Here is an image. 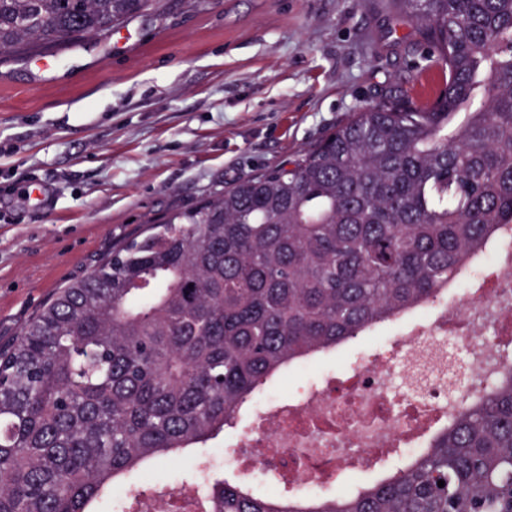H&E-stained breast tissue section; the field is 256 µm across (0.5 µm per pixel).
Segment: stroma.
<instances>
[{
    "instance_id": "35a3bbf8",
    "label": "stroma",
    "mask_w": 512,
    "mask_h": 512,
    "mask_svg": "<svg viewBox=\"0 0 512 512\" xmlns=\"http://www.w3.org/2000/svg\"><path fill=\"white\" fill-rule=\"evenodd\" d=\"M52 73L0 61V349L149 221L285 164L372 99L417 28L387 0H171ZM44 187L41 201L26 198ZM398 454L319 495L377 483Z\"/></svg>"
}]
</instances>
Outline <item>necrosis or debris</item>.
<instances>
[{
    "instance_id": "4bbe7bcc",
    "label": "necrosis or debris",
    "mask_w": 512,
    "mask_h": 512,
    "mask_svg": "<svg viewBox=\"0 0 512 512\" xmlns=\"http://www.w3.org/2000/svg\"><path fill=\"white\" fill-rule=\"evenodd\" d=\"M395 325L387 339L371 330V353L342 380L326 375L257 406L240 438L252 464L276 460L283 479L314 487L356 459L417 448L433 417L447 413L449 384L478 390L502 363L498 344L512 337V225L465 260L447 301Z\"/></svg>"
}]
</instances>
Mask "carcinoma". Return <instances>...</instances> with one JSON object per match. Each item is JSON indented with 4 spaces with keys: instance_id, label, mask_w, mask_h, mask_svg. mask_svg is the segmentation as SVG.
Segmentation results:
<instances>
[{
    "instance_id": "cac0c4a2",
    "label": "carcinoma",
    "mask_w": 512,
    "mask_h": 512,
    "mask_svg": "<svg viewBox=\"0 0 512 512\" xmlns=\"http://www.w3.org/2000/svg\"><path fill=\"white\" fill-rule=\"evenodd\" d=\"M389 3L421 62L286 164L147 225L0 351V512H95L107 494L112 512H176L122 479L187 449L199 512H512V364L372 486L267 496L210 475V442L283 370L435 303L512 224V0ZM165 5L0 0V59Z\"/></svg>"
}]
</instances>
